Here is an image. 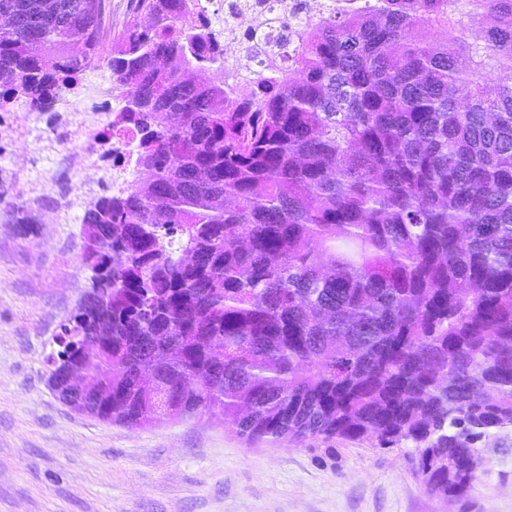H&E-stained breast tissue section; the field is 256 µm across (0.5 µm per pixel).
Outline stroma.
I'll return each mask as SVG.
<instances>
[{
	"label": "stroma",
	"instance_id": "35a3bbf8",
	"mask_svg": "<svg viewBox=\"0 0 512 512\" xmlns=\"http://www.w3.org/2000/svg\"><path fill=\"white\" fill-rule=\"evenodd\" d=\"M52 118L9 113L0 144V512H512V427L479 441L469 492L443 498L408 448L251 443L218 408L128 427L64 404L48 357L91 289L83 218L100 194L91 143L68 144L81 166L59 168Z\"/></svg>",
	"mask_w": 512,
	"mask_h": 512
}]
</instances>
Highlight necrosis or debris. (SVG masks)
<instances>
[{
	"label": "necrosis or debris",
	"mask_w": 512,
	"mask_h": 512,
	"mask_svg": "<svg viewBox=\"0 0 512 512\" xmlns=\"http://www.w3.org/2000/svg\"><path fill=\"white\" fill-rule=\"evenodd\" d=\"M336 6L337 0H204L200 17L224 35L226 84L243 88L266 74L270 60L287 67L298 27L335 15ZM117 107L111 93L96 83L88 85L79 102L61 105L63 111L77 116L80 132L87 130L89 115L113 112ZM92 139L98 144L97 168L104 175V186L123 189L128 173L119 158L131 148L130 133L113 129L104 147L99 144L100 133H93Z\"/></svg>",
	"instance_id": "obj_1"
}]
</instances>
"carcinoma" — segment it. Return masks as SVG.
I'll list each match as a JSON object with an SVG mask.
<instances>
[{
  "mask_svg": "<svg viewBox=\"0 0 512 512\" xmlns=\"http://www.w3.org/2000/svg\"><path fill=\"white\" fill-rule=\"evenodd\" d=\"M293 65L233 97L200 0H0V112L46 109L105 64L147 174L84 218L108 302L49 363L74 406L128 426L224 412L249 441L412 448L465 496L476 443L512 426V0H344ZM490 25L471 42L463 17ZM154 379L150 389L138 378ZM105 12L103 28L108 40L117 38L123 31L127 21L129 0H104Z\"/></svg>",
  "mask_w": 512,
  "mask_h": 512,
  "instance_id": "obj_1",
  "label": "carcinoma"
}]
</instances>
